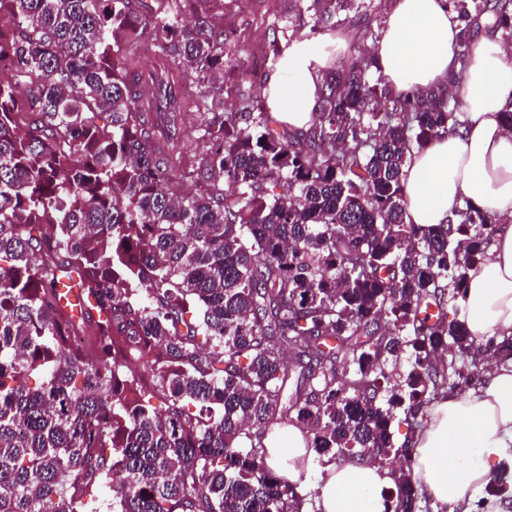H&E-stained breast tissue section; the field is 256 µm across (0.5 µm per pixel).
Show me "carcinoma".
I'll use <instances>...</instances> for the list:
<instances>
[{
    "label": "carcinoma",
    "instance_id": "carcinoma-1",
    "mask_svg": "<svg viewBox=\"0 0 512 512\" xmlns=\"http://www.w3.org/2000/svg\"><path fill=\"white\" fill-rule=\"evenodd\" d=\"M210 2L0 0V512H100L115 471L112 512H303L267 462L290 423L323 467L390 469L395 512H418L392 423L417 429L478 361L512 360L456 318L497 219L467 201L405 222L403 169L458 133L459 99L394 95L375 16L308 127L269 111L267 80L226 112L236 59ZM448 5L459 75L478 18L512 44V0ZM368 8L308 0L310 32ZM61 287L97 316L65 312Z\"/></svg>",
    "mask_w": 512,
    "mask_h": 512
}]
</instances>
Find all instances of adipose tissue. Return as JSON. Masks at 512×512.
I'll return each instance as SVG.
<instances>
[{"label":"adipose tissue","mask_w":512,"mask_h":512,"mask_svg":"<svg viewBox=\"0 0 512 512\" xmlns=\"http://www.w3.org/2000/svg\"><path fill=\"white\" fill-rule=\"evenodd\" d=\"M460 28L447 0H391L371 51L393 93L449 91L462 99V136L442 137L414 152L405 168L406 221L447 223L470 201L498 219L493 242L471 275L458 318L476 344L512 339V133L500 114L512 103V54L499 34L478 21L459 75ZM328 55L323 44L295 42L279 64L270 108L289 125L310 124ZM413 440L412 473L442 512H470L495 466L512 461V364L491 366L481 383L451 393L428 410ZM268 463L289 484L307 481L314 453L305 429L282 428L268 439ZM388 471L366 464L331 465L316 512H387Z\"/></svg>","instance_id":"1"}]
</instances>
